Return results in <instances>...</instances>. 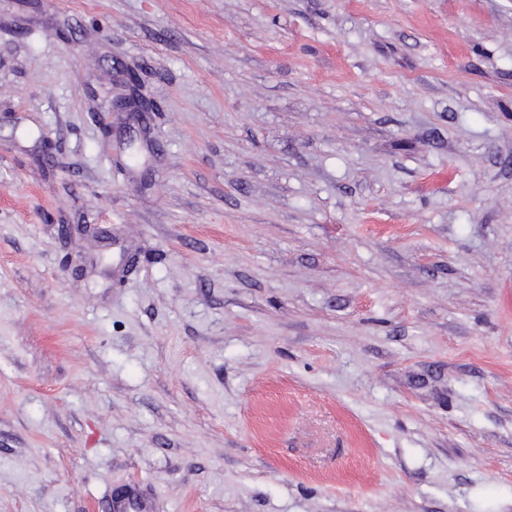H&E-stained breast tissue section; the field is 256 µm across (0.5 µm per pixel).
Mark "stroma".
Instances as JSON below:
<instances>
[{"mask_svg": "<svg viewBox=\"0 0 512 512\" xmlns=\"http://www.w3.org/2000/svg\"><path fill=\"white\" fill-rule=\"evenodd\" d=\"M134 484L512 512V0H0V512Z\"/></svg>", "mask_w": 512, "mask_h": 512, "instance_id": "obj_1", "label": "stroma"}]
</instances>
